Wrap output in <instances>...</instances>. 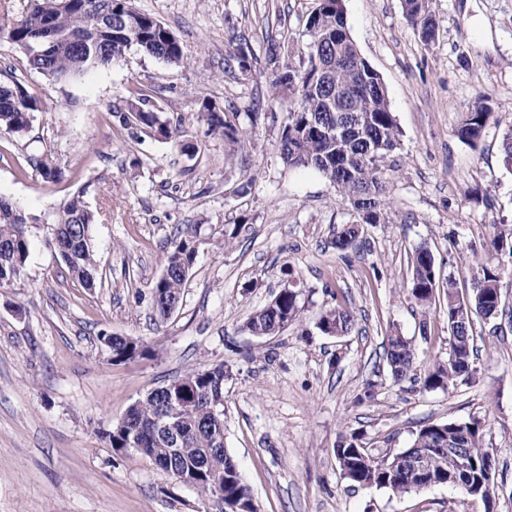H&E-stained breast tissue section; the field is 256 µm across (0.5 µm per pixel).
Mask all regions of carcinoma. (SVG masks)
<instances>
[{"instance_id":"cac0c4a2","label":"carcinoma","mask_w":512,"mask_h":512,"mask_svg":"<svg viewBox=\"0 0 512 512\" xmlns=\"http://www.w3.org/2000/svg\"><path fill=\"white\" fill-rule=\"evenodd\" d=\"M404 13L427 42L434 39L435 22L429 0H402ZM309 43L299 61L278 67L272 80L275 98H286L292 109L284 124L278 151L292 168L314 169L329 180L358 214V223L336 230L332 245L340 250L358 240L362 224L385 220L388 178L385 158L399 145L401 132L391 112L380 75L358 51L347 28L344 10L336 0H318L307 20ZM24 54L29 70L57 80L88 70L106 69L126 51L140 52L170 65L184 62L176 36L155 17L131 5V0H27L20 15L0 27V40ZM125 124L143 132L171 139L179 132L150 106L147 95L129 90ZM38 101L18 80L0 85V129L22 133L31 125ZM494 112L486 97L478 99L456 128L457 137L472 148L478 146ZM353 121L349 136L336 135V125ZM209 131L237 140L238 129L217 112H208ZM30 216L11 201L0 198V288L11 287L21 277L30 255ZM94 213L76 196L65 203L54 225V239L65 273L84 288L95 287L97 262L90 226ZM512 241V227L497 230L487 243V253L501 252ZM195 248L173 240L164 257L163 271L153 286L156 315L164 320L179 303L182 288L194 264ZM476 266L472 294L459 295L453 280L444 281L430 248L420 245L411 259L410 294L426 308L438 299L447 305L448 359L434 363L423 379L426 389H448L472 378L474 370V321L511 316L502 307L500 273L483 258ZM297 294L279 292L265 307L247 318L244 329L252 336H274L299 317ZM354 315L338 304L323 311L320 331L345 336ZM102 341L114 362L145 353L142 343L129 336L103 332ZM386 361L393 381L414 379L415 347L398 333L388 337ZM189 384L184 405L170 416L171 430L158 427L160 416L173 402L164 390L153 389L134 402L124 425L102 432L113 451L133 448L152 462H170L188 486L211 498L216 486L224 491L221 512H257L250 487L238 475L234 459L224 450V365L195 369L181 377ZM461 444L468 467L458 473L454 486L469 494L484 489L494 457L486 447L480 420L428 423L415 433L409 447L378 457L363 446L356 433L345 434L336 444V459L344 478L354 487L386 488L405 494L422 489V477L412 462L430 463L438 484L457 473L452 445Z\"/></svg>"}]
</instances>
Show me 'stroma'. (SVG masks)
Returning <instances> with one entry per match:
<instances>
[{"label":"stroma","instance_id":"1","mask_svg":"<svg viewBox=\"0 0 512 512\" xmlns=\"http://www.w3.org/2000/svg\"><path fill=\"white\" fill-rule=\"evenodd\" d=\"M318 0H133L179 39L183 65L127 51L111 69L51 81L0 41V81L20 79L39 101L29 130H0V196L34 221L27 267L0 288V512H208L196 491L101 436L151 389L192 368L224 367V446L259 512H512V321L475 322L471 383L424 389L448 355L447 308L416 305L411 257L433 251L441 277L469 295L494 225H512V0H430L424 41L402 0H343L350 35L382 77L401 130L385 167L390 208L355 246L331 245L357 214L312 170L291 169L277 144L287 100L272 96L275 61L297 58ZM244 49L248 69L231 57ZM147 91L182 141L134 139L121 116L128 89ZM495 124L477 147L455 128L480 97ZM223 113L231 144L198 114ZM33 157L56 162L45 180ZM98 217L90 235L96 288L66 278L53 218L74 195ZM196 250L181 300L156 319L152 286L173 239ZM297 283L300 317L255 337L248 315ZM347 306L355 326L324 335L321 311ZM416 348L417 381L393 382V331ZM140 339L145 354L114 362L101 332ZM481 419L494 455L493 499L440 485L409 494L351 487L335 448L356 432L392 455L430 422Z\"/></svg>","mask_w":512,"mask_h":512}]
</instances>
